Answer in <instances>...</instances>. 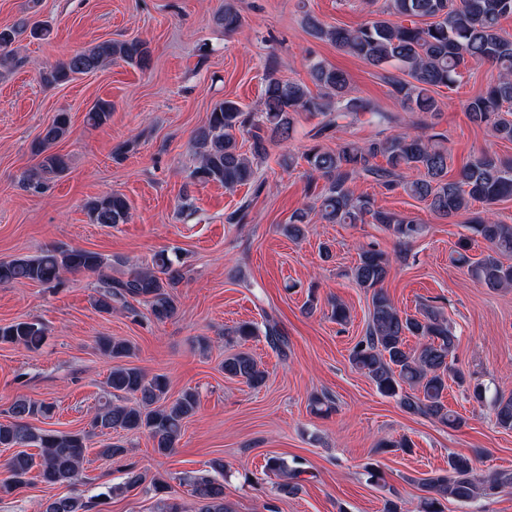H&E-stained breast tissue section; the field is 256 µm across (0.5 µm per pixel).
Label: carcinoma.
<instances>
[{
	"label": "carcinoma",
	"mask_w": 512,
	"mask_h": 512,
	"mask_svg": "<svg viewBox=\"0 0 512 512\" xmlns=\"http://www.w3.org/2000/svg\"><path fill=\"white\" fill-rule=\"evenodd\" d=\"M386 13L410 18L412 22L403 25L376 18L344 28L327 26L306 16L312 36L386 69L384 79L389 93L411 114L409 125L413 128L411 132L385 134L363 143L343 141L334 149L319 144L310 147L303 153V159L325 185L319 190L313 181L308 193L314 197L325 221L358 224L370 220L384 225L405 244L421 234L422 226L409 216L377 209L372 198L354 194L350 184L365 176L387 191L400 188L427 203L441 219H464L471 233L488 243L490 253L471 261L469 239L465 238L458 243L454 261L489 289L511 288L512 265L504 264L501 258L512 256V224L495 220L491 206L512 198V160L481 152L463 166L458 178L450 179V156L443 145V135L428 134L426 130L431 128L427 118L438 110L434 89L455 85L462 68L469 63L489 64L498 70V78L468 100L466 115L474 125L489 128L495 138L512 142V33L502 26V19L512 16V0H387ZM215 22L229 35L241 26V16L228 0L216 13ZM26 28L33 36L47 33L40 22L31 24L27 19L0 30V66L13 65L8 46L17 31ZM148 57L146 44L138 39L102 41L59 62L43 79L48 84L65 83L78 75L95 72L115 59L144 67ZM310 76L322 90L318 96L301 83L278 78L269 64L261 111H246L231 100L214 107L206 124L196 133L199 163L192 177L199 182H219L227 190L254 183V160L267 154L269 144L287 141L296 117L302 112L321 116L320 131L324 134L344 124H356L366 115L384 131L403 121L397 113L383 110L373 100L352 95L348 77L336 68L317 61L310 65ZM111 116L112 103L100 99L88 112V121L101 126ZM69 128L68 113L60 112L43 129L34 145L40 161L37 171L28 176L31 184L39 187L43 175L59 174L68 168V159L52 148ZM239 133L248 136L247 153L239 145ZM380 157L385 160L383 166L377 164ZM475 203L485 206L484 211H475ZM129 210L128 200L118 193L104 194L88 205L90 220L106 226L125 223ZM308 222L309 211L299 209L290 217L285 231L298 239L304 235ZM108 265V260L95 251L50 248L37 256L1 261L0 284L54 287L65 273L90 272L99 277L100 291L95 299L99 311L112 312L114 299L125 306L133 299L145 303L158 322L175 315L177 302L171 289L182 279L180 260L161 252L152 265L132 268L119 278L105 273ZM391 268L387 254L370 248L362 251L351 270L352 279L372 291L365 336L350 354L351 365L381 395L397 399L406 412L459 426L462 419L448 410L444 401L449 358L456 349L457 336L448 320L432 305L425 304L414 314H403L395 307L383 288ZM256 335L258 328L250 322L227 331L228 342L236 345ZM411 337L418 339L417 346H409ZM44 338L43 326L35 321L18 320L0 326L3 343L36 349ZM98 348L116 364L105 381L110 399L96 409L91 429L145 433L158 453H173L186 421L198 408L197 393L187 389L170 399L165 376L150 377L141 368L124 363L133 356V346L126 340L102 337L98 339ZM223 369L225 375L251 387L262 385L266 379L265 370L241 349L224 356ZM52 410L49 403L18 399L10 408L11 420L0 423V448L15 449L4 464L6 477L0 479V495H11L26 487L34 469L48 485L77 480L89 432L38 431L27 422L31 416L48 415ZM493 411L497 425L512 430V395L497 398ZM29 447L37 448L38 452H27ZM266 467L285 477L277 487L279 494L289 496L299 491L300 467H290L277 456L268 458ZM144 482L145 475L129 466L123 483L89 498L73 494L49 499L39 504L40 512H102V506L112 497ZM189 486L195 512H232L224 499V483L197 476L189 480ZM423 486L428 496L420 500L418 512H443L448 500L467 503L512 488V471L483 475L470 457L451 454L448 470L424 480ZM148 490L159 496V512H182L181 505L167 496L169 485L164 478H152Z\"/></svg>",
	"instance_id": "carcinoma-1"
}]
</instances>
